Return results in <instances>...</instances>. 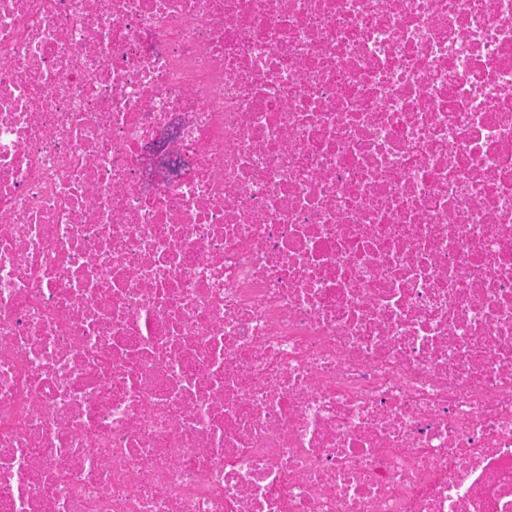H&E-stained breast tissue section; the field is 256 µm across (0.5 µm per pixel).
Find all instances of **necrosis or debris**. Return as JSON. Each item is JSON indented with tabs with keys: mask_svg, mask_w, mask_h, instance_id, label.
Here are the masks:
<instances>
[{
	"mask_svg": "<svg viewBox=\"0 0 512 512\" xmlns=\"http://www.w3.org/2000/svg\"><path fill=\"white\" fill-rule=\"evenodd\" d=\"M0 512H512V0H0Z\"/></svg>",
	"mask_w": 512,
	"mask_h": 512,
	"instance_id": "obj_1",
	"label": "necrosis or debris"
}]
</instances>
